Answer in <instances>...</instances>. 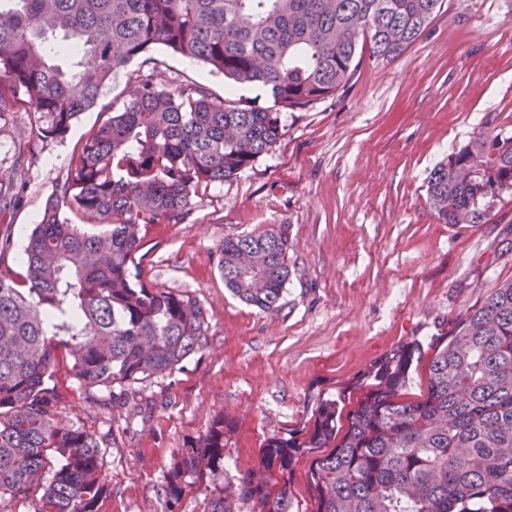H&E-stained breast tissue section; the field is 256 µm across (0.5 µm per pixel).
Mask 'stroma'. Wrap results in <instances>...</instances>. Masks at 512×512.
I'll return each mask as SVG.
<instances>
[{
	"instance_id": "35a3bbf8",
	"label": "stroma",
	"mask_w": 512,
	"mask_h": 512,
	"mask_svg": "<svg viewBox=\"0 0 512 512\" xmlns=\"http://www.w3.org/2000/svg\"><path fill=\"white\" fill-rule=\"evenodd\" d=\"M148 73L203 83L220 100L271 102L265 88H228L222 74L158 45L104 89L101 105L121 102L129 80ZM101 119L98 108L83 112L28 166L19 158L28 114L0 118V229L13 241L4 263L14 272H25L26 238ZM281 127L252 167L199 190L183 222L146 232L142 278L200 302L204 348L134 390L114 387L106 404L87 397L70 361L58 366L61 420L114 436L99 512H165L175 452L220 412L233 425L228 466L251 467L268 436L308 422L317 399L356 401L376 360L403 342L450 335L512 278V196L483 223L456 225L439 223L427 198L437 163L480 133L512 134V0H444L401 55L362 54L345 88L282 112ZM279 226L291 274L264 312L225 288L219 259L225 238Z\"/></svg>"
}]
</instances>
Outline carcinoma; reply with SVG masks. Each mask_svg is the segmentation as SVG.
<instances>
[{
	"mask_svg": "<svg viewBox=\"0 0 512 512\" xmlns=\"http://www.w3.org/2000/svg\"><path fill=\"white\" fill-rule=\"evenodd\" d=\"M443 0H0V117L26 112L37 145L64 137L135 59L163 45L266 88L270 106L214 101L200 83L137 78L69 160L25 246L26 275L0 267V512H98L109 492L108 436L59 420V354L96 399L172 372L204 348L207 319L189 294L140 279L143 232L178 224L192 195L276 146L281 112L335 95L360 43L404 52ZM442 224H479L512 194V136L481 133L427 181ZM76 214L75 224L65 212ZM86 224L101 227L97 232ZM280 227L224 239V284L276 309L290 276ZM421 342L375 363L349 410L320 399L311 424L264 440L251 468L205 494L203 512H292L290 477L310 460L314 512H512V279L439 340L427 393L404 399ZM232 423L222 414L167 473L166 512L188 479L224 471Z\"/></svg>",
	"mask_w": 512,
	"mask_h": 512,
	"instance_id": "obj_1",
	"label": "carcinoma"
}]
</instances>
